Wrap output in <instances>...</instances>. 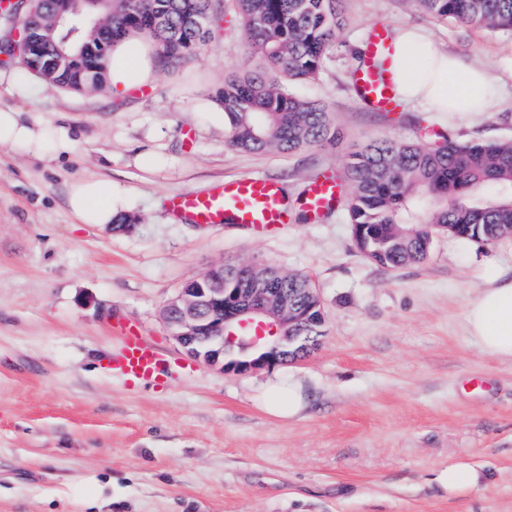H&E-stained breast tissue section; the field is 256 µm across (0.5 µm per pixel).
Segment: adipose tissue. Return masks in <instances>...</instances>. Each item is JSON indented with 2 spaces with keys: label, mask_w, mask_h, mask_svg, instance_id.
Instances as JSON below:
<instances>
[{
  "label": "adipose tissue",
  "mask_w": 512,
  "mask_h": 512,
  "mask_svg": "<svg viewBox=\"0 0 512 512\" xmlns=\"http://www.w3.org/2000/svg\"><path fill=\"white\" fill-rule=\"evenodd\" d=\"M394 66L399 99L410 103L428 100L436 111H486L491 98L484 68L465 67L456 57L436 49L427 33L416 28L394 31ZM151 45L133 37L121 42L109 59L108 86L113 95L152 84L154 59ZM0 144L41 155L67 152L71 140L40 123L21 119L19 112L0 109ZM68 206L77 223H111L119 208L112 188L104 181L85 179L71 185ZM466 332L485 354L512 362V278L493 276L465 313Z\"/></svg>",
  "instance_id": "ef3b65f1"
}]
</instances>
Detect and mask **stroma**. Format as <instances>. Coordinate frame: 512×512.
Returning a JSON list of instances; mask_svg holds the SVG:
<instances>
[{
  "instance_id": "1",
  "label": "stroma",
  "mask_w": 512,
  "mask_h": 512,
  "mask_svg": "<svg viewBox=\"0 0 512 512\" xmlns=\"http://www.w3.org/2000/svg\"><path fill=\"white\" fill-rule=\"evenodd\" d=\"M206 44L153 85L27 93L0 64V108L66 131L73 152L34 157L0 144V512H512V362L483 354L465 311L491 274L512 272V236L495 244L434 234L428 258L368 261L341 208L304 213L320 174L379 138L423 128L460 140H512V33L439 20L414 0H344L346 22L318 76L293 92L324 103L335 142L294 153L232 146L216 98L225 75L258 69L235 0H213ZM425 30L439 50L486 66L485 112L423 102L377 112L353 74L368 28ZM250 174L280 183L290 222L273 236L174 217L171 195ZM79 179L111 183L137 217L117 233L76 223ZM263 263L316 288L325 334L309 357L239 373L189 357L165 305L221 263ZM133 324L170 363L166 384L106 362ZM299 382L305 409L268 414L265 385ZM467 462L486 482L455 496L437 472Z\"/></svg>"
}]
</instances>
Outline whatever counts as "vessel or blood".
Here are the masks:
<instances>
[{
    "label": "vessel or blood",
    "mask_w": 512,
    "mask_h": 512,
    "mask_svg": "<svg viewBox=\"0 0 512 512\" xmlns=\"http://www.w3.org/2000/svg\"><path fill=\"white\" fill-rule=\"evenodd\" d=\"M394 47L387 28L377 25L368 33L366 56L355 75V87L373 109L387 111L396 104V83L392 72ZM341 193L337 180L314 179L306 193L305 207L311 220H320L332 209ZM172 212L195 224L230 221L254 234L269 236L289 221L288 207L279 184L261 176L222 182L200 193L172 196ZM164 356L132 327L124 328L122 347L111 360L112 369L144 383L166 381Z\"/></svg>",
    "instance_id": "1"
}]
</instances>
